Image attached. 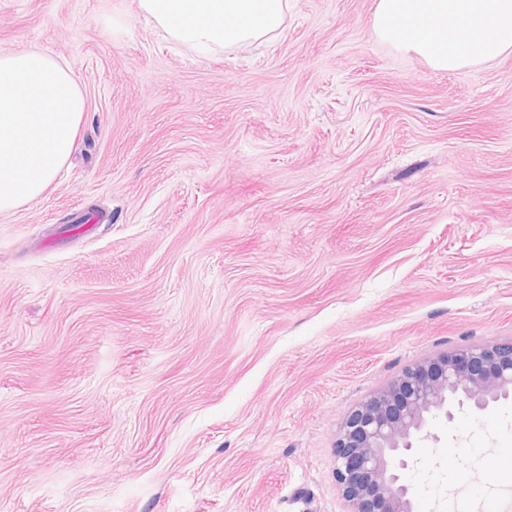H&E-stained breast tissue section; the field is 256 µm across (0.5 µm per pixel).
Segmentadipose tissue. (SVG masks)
Listing matches in <instances>:
<instances>
[{"label":"adipose tissue","mask_w":512,"mask_h":512,"mask_svg":"<svg viewBox=\"0 0 512 512\" xmlns=\"http://www.w3.org/2000/svg\"><path fill=\"white\" fill-rule=\"evenodd\" d=\"M141 16L177 43L208 54L284 29L288 0H138ZM374 34L443 72L512 51V0H376Z\"/></svg>","instance_id":"1"}]
</instances>
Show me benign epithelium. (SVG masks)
Instances as JSON below:
<instances>
[{
	"label": "benign epithelium",
	"instance_id": "7a95c632",
	"mask_svg": "<svg viewBox=\"0 0 512 512\" xmlns=\"http://www.w3.org/2000/svg\"><path fill=\"white\" fill-rule=\"evenodd\" d=\"M512 395V339L459 346L406 365L351 408L332 448L347 512H414L401 471L412 438L451 407L485 411Z\"/></svg>",
	"mask_w": 512,
	"mask_h": 512
}]
</instances>
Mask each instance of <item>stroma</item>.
<instances>
[{"mask_svg": "<svg viewBox=\"0 0 512 512\" xmlns=\"http://www.w3.org/2000/svg\"><path fill=\"white\" fill-rule=\"evenodd\" d=\"M375 0L207 57L138 0H0L85 97L0 215V512H346L348 410L512 338V53L439 72ZM414 441L415 512H512V399Z\"/></svg>", "mask_w": 512, "mask_h": 512, "instance_id": "stroma-1", "label": "stroma"}]
</instances>
